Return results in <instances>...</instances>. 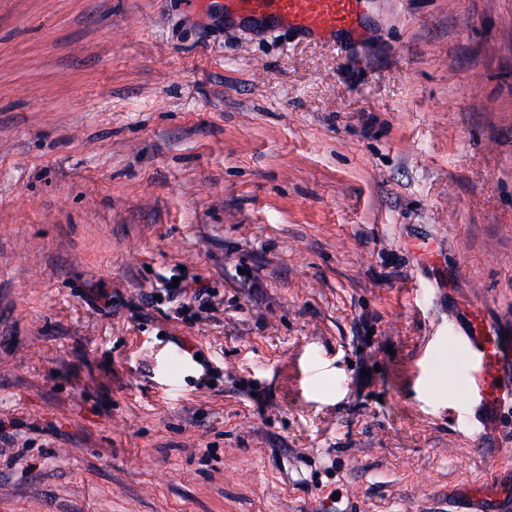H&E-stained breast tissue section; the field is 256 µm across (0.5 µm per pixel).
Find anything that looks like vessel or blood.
I'll use <instances>...</instances> for the list:
<instances>
[{
    "label": "vessel or blood",
    "instance_id": "b4317fda",
    "mask_svg": "<svg viewBox=\"0 0 512 512\" xmlns=\"http://www.w3.org/2000/svg\"><path fill=\"white\" fill-rule=\"evenodd\" d=\"M367 0H210L225 14L260 30L286 29L306 39L353 37L363 29ZM461 341L470 352V387L478 401L479 422L501 406L512 407V332L490 324L471 310ZM452 512H512V458L494 464L480 487L461 491Z\"/></svg>",
    "mask_w": 512,
    "mask_h": 512
}]
</instances>
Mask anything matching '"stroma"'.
Wrapping results in <instances>:
<instances>
[{
    "instance_id": "35a3bbf8",
    "label": "stroma",
    "mask_w": 512,
    "mask_h": 512,
    "mask_svg": "<svg viewBox=\"0 0 512 512\" xmlns=\"http://www.w3.org/2000/svg\"><path fill=\"white\" fill-rule=\"evenodd\" d=\"M215 288L191 324L161 276ZM512 317V0L340 44L0 0V512H448ZM461 341L472 354L470 387L478 400L477 421L484 425L497 406L512 409V328L504 332L490 324L481 311L471 309ZM501 380V384H497Z\"/></svg>"
}]
</instances>
